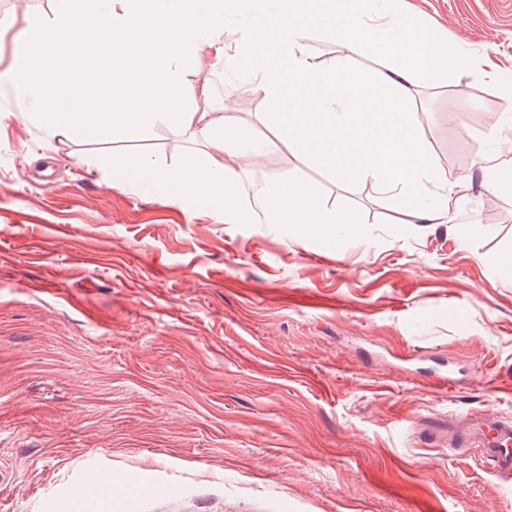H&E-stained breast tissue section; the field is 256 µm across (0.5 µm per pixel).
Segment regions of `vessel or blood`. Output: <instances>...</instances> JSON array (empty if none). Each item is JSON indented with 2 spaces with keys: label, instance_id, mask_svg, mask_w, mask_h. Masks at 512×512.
Masks as SVG:
<instances>
[{
  "label": "vessel or blood",
  "instance_id": "1",
  "mask_svg": "<svg viewBox=\"0 0 512 512\" xmlns=\"http://www.w3.org/2000/svg\"><path fill=\"white\" fill-rule=\"evenodd\" d=\"M458 446L478 447L485 463L499 476L512 477V419L469 413L449 424Z\"/></svg>",
  "mask_w": 512,
  "mask_h": 512
}]
</instances>
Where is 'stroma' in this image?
I'll return each mask as SVG.
<instances>
[{
	"mask_svg": "<svg viewBox=\"0 0 512 512\" xmlns=\"http://www.w3.org/2000/svg\"><path fill=\"white\" fill-rule=\"evenodd\" d=\"M450 45L512 75V0H405ZM55 0H0V512H68L100 473L153 487L139 512H512L478 452L420 434L429 417H512V196L483 182L473 112L512 108L475 69L413 92L437 172L469 184L421 218L287 144L256 178H297L350 206L364 236L330 247L254 218L189 212L113 184L92 156L208 159L197 134H54L11 81ZM320 68L387 62L311 33ZM202 112L262 137L261 96L223 53L182 70Z\"/></svg>",
	"mask_w": 512,
	"mask_h": 512,
	"instance_id": "1",
	"label": "stroma"
}]
</instances>
